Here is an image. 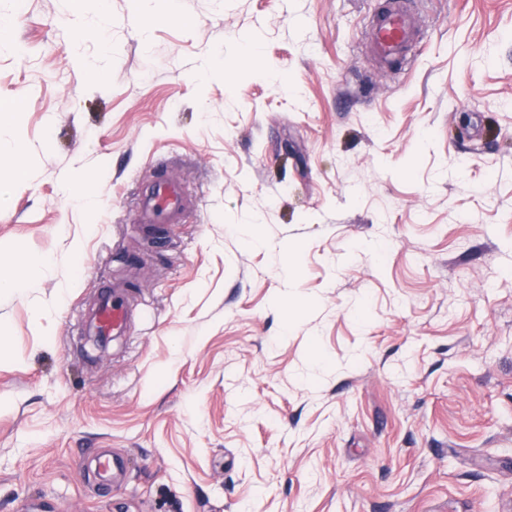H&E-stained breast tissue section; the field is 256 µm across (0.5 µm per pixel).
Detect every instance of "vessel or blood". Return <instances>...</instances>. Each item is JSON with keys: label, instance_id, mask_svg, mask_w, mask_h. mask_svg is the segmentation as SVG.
<instances>
[{"label": "vessel or blood", "instance_id": "b4317fda", "mask_svg": "<svg viewBox=\"0 0 512 512\" xmlns=\"http://www.w3.org/2000/svg\"><path fill=\"white\" fill-rule=\"evenodd\" d=\"M418 32V20L404 8L401 0L378 14L369 29V43L375 58L392 66L405 57ZM186 206L177 186L172 183L157 186L140 197L137 215L141 223L156 226L177 222ZM133 315L121 286L100 289L97 301L86 314L83 327L87 335L106 339L123 333Z\"/></svg>", "mask_w": 512, "mask_h": 512}]
</instances>
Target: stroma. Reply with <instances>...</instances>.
Segmentation results:
<instances>
[{
  "mask_svg": "<svg viewBox=\"0 0 512 512\" xmlns=\"http://www.w3.org/2000/svg\"><path fill=\"white\" fill-rule=\"evenodd\" d=\"M388 4L0 0V512H512V0H406L383 70ZM418 20L414 14L395 1L378 14L369 29V43L375 58L383 65L392 66L405 57L415 41ZM187 202L181 196L174 183L157 186L140 197L137 215L142 224L152 226L154 244L163 248L165 241L157 234L156 225L173 224L177 222L186 207ZM133 315L123 287L107 285L100 289L97 302L85 314L84 331L88 336L107 339L123 333Z\"/></svg>",
  "mask_w": 512,
  "mask_h": 512,
  "instance_id": "stroma-1",
  "label": "stroma"
}]
</instances>
